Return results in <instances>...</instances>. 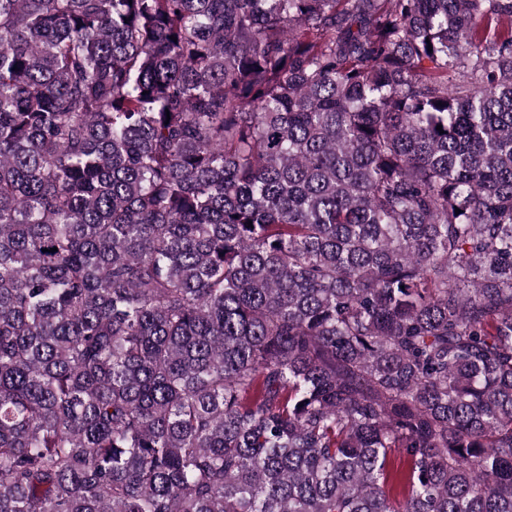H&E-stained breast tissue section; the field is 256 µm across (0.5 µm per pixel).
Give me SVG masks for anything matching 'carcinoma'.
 <instances>
[{
  "mask_svg": "<svg viewBox=\"0 0 512 512\" xmlns=\"http://www.w3.org/2000/svg\"><path fill=\"white\" fill-rule=\"evenodd\" d=\"M0 512H512V0H0Z\"/></svg>",
  "mask_w": 512,
  "mask_h": 512,
  "instance_id": "1",
  "label": "carcinoma"
}]
</instances>
